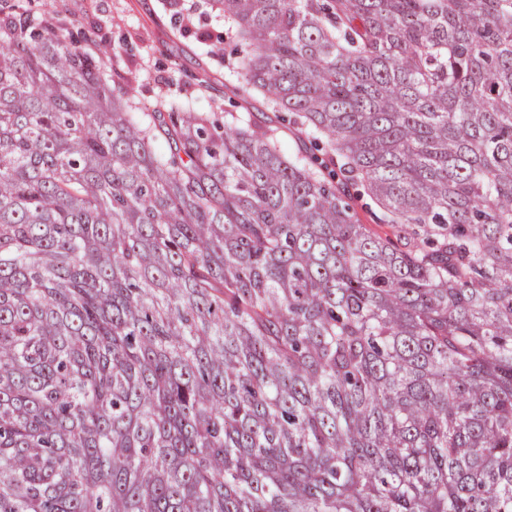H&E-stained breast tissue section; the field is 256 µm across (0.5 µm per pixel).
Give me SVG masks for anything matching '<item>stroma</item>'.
<instances>
[{
    "mask_svg": "<svg viewBox=\"0 0 512 512\" xmlns=\"http://www.w3.org/2000/svg\"><path fill=\"white\" fill-rule=\"evenodd\" d=\"M169 0H33L78 20L86 31L102 30L111 42L101 52L114 84L131 87L143 112L161 99L180 97L202 110L239 112L270 122L275 115L260 97L242 98L224 70V45L233 36L205 0H194L186 27L176 26Z\"/></svg>",
    "mask_w": 512,
    "mask_h": 512,
    "instance_id": "obj_1",
    "label": "stroma"
}]
</instances>
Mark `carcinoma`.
<instances>
[{
  "label": "carcinoma",
  "instance_id": "obj_1",
  "mask_svg": "<svg viewBox=\"0 0 512 512\" xmlns=\"http://www.w3.org/2000/svg\"><path fill=\"white\" fill-rule=\"evenodd\" d=\"M207 2L324 157L0 0V512H512V0ZM351 203L358 223L366 224L368 228L379 234H384L389 231L385 225L380 223L378 219L380 216L378 208L369 197L365 195L361 198H354Z\"/></svg>",
  "mask_w": 512,
  "mask_h": 512
}]
</instances>
